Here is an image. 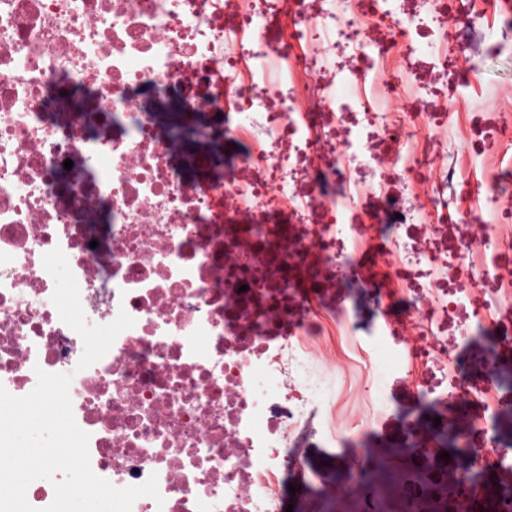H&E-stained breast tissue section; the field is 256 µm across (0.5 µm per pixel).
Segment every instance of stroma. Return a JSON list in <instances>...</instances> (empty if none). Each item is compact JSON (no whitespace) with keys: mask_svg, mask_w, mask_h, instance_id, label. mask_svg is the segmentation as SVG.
Instances as JSON below:
<instances>
[{"mask_svg":"<svg viewBox=\"0 0 512 512\" xmlns=\"http://www.w3.org/2000/svg\"><path fill=\"white\" fill-rule=\"evenodd\" d=\"M448 57L457 69L469 72L471 86L463 103L465 121L479 120L483 128H492L499 119L504 101L512 99V58L491 60L473 57L467 53L449 48ZM466 208L470 214L469 223L417 224L409 228L410 238L424 242L436 254L447 256L448 268L436 278V292L442 298L454 300L460 294L470 291V282L459 266L457 255L464 243L480 238L485 230L484 214L476 199H469ZM472 312L471 306L454 307L438 323L437 337L447 343L450 354L456 355L458 368L474 370L480 361L492 360L498 383L485 387L483 398L468 404L467 413L472 421H481L486 405H495L497 413V443L504 448H512V345L499 340V332L512 330V297L489 311L488 319L497 333L493 336H480L468 344H461L460 332ZM342 339L326 336L319 341L312 358L316 368L334 380H344L353 376L355 367L341 349ZM447 370L433 361H416L402 373L392 374L386 382V391L398 408V414L385 418L366 437L351 438L343 453L353 457L368 453L376 467L372 480L378 485L384 497L381 501L383 512H389L392 500L388 497L390 480L396 477L394 463L405 454L402 443V427L405 421H420L426 427H433L435 420H448L455 414V402L422 412L417 410L415 396L422 388H442Z\"/></svg>","mask_w":512,"mask_h":512,"instance_id":"35a3bbf8","label":"stroma"}]
</instances>
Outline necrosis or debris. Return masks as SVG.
Segmentation results:
<instances>
[{
  "label": "necrosis or debris",
  "instance_id": "obj_1",
  "mask_svg": "<svg viewBox=\"0 0 512 512\" xmlns=\"http://www.w3.org/2000/svg\"><path fill=\"white\" fill-rule=\"evenodd\" d=\"M306 2L242 0L228 25L225 0H0V385L28 393L36 369L71 374L94 473L117 487L158 479L161 501L140 497L132 512H286L306 449L342 443L324 426L335 387L310 358L322 323L373 358L352 433L394 415L385 380L406 354L386 329L361 333L349 303L321 307L323 289L415 318L426 355L447 358L434 337L447 302L431 282L399 297L368 270L356 215L376 225L380 248L433 273L447 258L409 242L407 227L464 221L455 202L475 193L490 222L512 215V103L493 130L500 150L470 158L480 185L456 155L439 166L419 148L437 116L448 137L460 131L470 76L449 67L448 40L477 56L512 52V0L495 44L474 0H421L405 18L400 0H364L361 13L322 0L312 15ZM391 19L390 42L366 45L364 29ZM424 65L445 78L436 114L401 105L422 93ZM156 96L179 111L160 121ZM339 112L354 118L341 146L328 122ZM378 130L397 173L368 148ZM184 143L193 151L179 153ZM419 176L432 182L427 207L411 196ZM57 247L89 323L122 310L135 320L82 371L83 341L60 320L43 266ZM404 435L420 455L403 490L417 512H447L436 432ZM337 495L376 512L368 456L350 461Z\"/></svg>",
  "mask_w": 512,
  "mask_h": 512
}]
</instances>
